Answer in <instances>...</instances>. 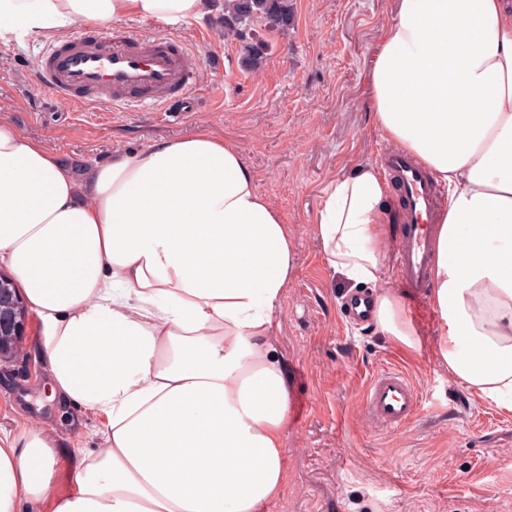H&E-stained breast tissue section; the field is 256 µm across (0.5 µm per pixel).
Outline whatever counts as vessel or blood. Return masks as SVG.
I'll list each match as a JSON object with an SVG mask.
<instances>
[{
	"label": "vessel or blood",
	"instance_id": "vessel-or-blood-1",
	"mask_svg": "<svg viewBox=\"0 0 512 512\" xmlns=\"http://www.w3.org/2000/svg\"><path fill=\"white\" fill-rule=\"evenodd\" d=\"M198 65L176 38L109 36L85 30L45 51L36 80L55 98L72 105L181 109L191 101ZM384 167L403 204L404 228L394 243L396 278L419 300L430 286L435 221L446 193L401 151L388 150ZM372 304L368 293L353 294L345 303L346 315L359 323L371 322ZM363 403L371 421L386 430L406 427L421 408L418 391L396 368L384 369L371 379Z\"/></svg>",
	"mask_w": 512,
	"mask_h": 512
}]
</instances>
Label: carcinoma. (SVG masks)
Listing matches in <instances>:
<instances>
[{"instance_id": "cac0c4a2", "label": "carcinoma", "mask_w": 512, "mask_h": 512, "mask_svg": "<svg viewBox=\"0 0 512 512\" xmlns=\"http://www.w3.org/2000/svg\"><path fill=\"white\" fill-rule=\"evenodd\" d=\"M256 20L287 32L294 23L293 0H224V35L242 42V62L248 68L258 67L264 58L263 44L246 42L248 28Z\"/></svg>"}]
</instances>
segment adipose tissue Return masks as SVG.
<instances>
[{
  "label": "adipose tissue",
  "mask_w": 512,
  "mask_h": 512,
  "mask_svg": "<svg viewBox=\"0 0 512 512\" xmlns=\"http://www.w3.org/2000/svg\"><path fill=\"white\" fill-rule=\"evenodd\" d=\"M207 0H0V37L128 15L200 18ZM369 66L374 126L447 186L435 235L437 358L512 412V9L393 0ZM390 189L362 164L314 221L325 262L378 283ZM0 263L43 331L53 394L106 416L69 490L46 501L57 444L0 432V512H267L288 480V377L273 343L296 252L239 148L201 130L83 172L0 117ZM380 335L407 349L401 299ZM203 486L192 490L191 479Z\"/></svg>",
  "instance_id": "ef3b65f1"
}]
</instances>
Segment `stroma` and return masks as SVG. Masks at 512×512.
Wrapping results in <instances>:
<instances>
[{
    "label": "stroma",
    "instance_id": "1",
    "mask_svg": "<svg viewBox=\"0 0 512 512\" xmlns=\"http://www.w3.org/2000/svg\"><path fill=\"white\" fill-rule=\"evenodd\" d=\"M294 9L288 33L256 24L267 55L253 71L241 66L240 42L225 40L210 17L112 22L115 31L187 44L200 62L193 111L111 112L56 100L35 81L49 44L36 35L0 38V101L17 129L69 166L206 130L238 146L260 193L284 216L297 269L274 341L302 408L285 440L288 483L268 512H512V412L448 375L435 353L438 318L410 297L402 302L416 349L350 325L342 302L354 286L326 266L312 233L327 186L377 163L386 146L368 110L367 76L392 0H294ZM40 336L31 318L19 356L0 365V429L55 438L62 453L52 498L68 491L79 449L98 447L105 419L59 407ZM387 367L408 374L422 397L420 415L402 430L377 428L362 409L366 385Z\"/></svg>",
    "mask_w": 512,
    "mask_h": 512
}]
</instances>
